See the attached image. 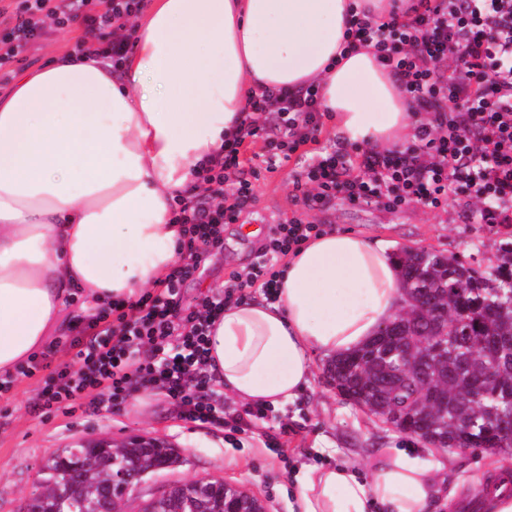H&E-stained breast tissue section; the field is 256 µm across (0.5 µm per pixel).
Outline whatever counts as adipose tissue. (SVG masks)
Instances as JSON below:
<instances>
[{"label":"adipose tissue","instance_id":"adipose-tissue-1","mask_svg":"<svg viewBox=\"0 0 512 512\" xmlns=\"http://www.w3.org/2000/svg\"><path fill=\"white\" fill-rule=\"evenodd\" d=\"M411 0H150L120 64L53 55L0 91V377L44 352L73 298L108 308L178 261L170 203L239 134L249 95L315 86L343 145L403 148L421 116L373 47H347L362 13ZM401 307L385 244L351 231L307 240L275 300L225 304L208 340L225 395L295 400L312 353L369 341ZM444 477L393 449L362 479L353 465L306 470L298 512H431Z\"/></svg>","mask_w":512,"mask_h":512}]
</instances>
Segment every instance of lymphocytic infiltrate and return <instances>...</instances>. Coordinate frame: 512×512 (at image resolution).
<instances>
[{
  "mask_svg": "<svg viewBox=\"0 0 512 512\" xmlns=\"http://www.w3.org/2000/svg\"><path fill=\"white\" fill-rule=\"evenodd\" d=\"M141 0H8L0 12L14 21L0 37V70L9 66L46 26L82 19L89 32L109 40L113 63L130 48L124 19ZM348 42L374 44L382 66L398 76L416 112L429 118L402 150L322 152L304 163L293 182L305 205L315 209L341 195L350 202L400 207L441 206L462 197L475 204L481 224L512 223V0H415L410 15L366 17L345 32ZM276 119L283 137L267 133ZM323 112L315 89L249 96L240 133L201 174L204 187L192 197H174L176 223L186 225L185 256L159 291L114 304L115 321L91 316L69 343L73 365L32 360L23 373L41 375L34 409L49 411L100 392L112 410L132 392L152 389L176 406L182 420L199 427L225 424L224 392L218 389L207 348L209 331L225 302L248 288L273 296V263L323 232L300 219L276 225L265 259L246 277H232L225 291L201 294L194 308L180 306L181 284L194 277L211 251L224 244L225 225L235 223L252 200L241 148L262 139L267 168L316 143ZM234 182L225 193L226 182Z\"/></svg>",
  "mask_w": 512,
  "mask_h": 512,
  "instance_id": "lymphocytic-infiltrate-1",
  "label": "lymphocytic infiltrate"
}]
</instances>
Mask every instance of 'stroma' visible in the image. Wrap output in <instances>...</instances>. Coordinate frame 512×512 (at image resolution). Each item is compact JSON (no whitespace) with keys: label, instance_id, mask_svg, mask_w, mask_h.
I'll return each mask as SVG.
<instances>
[{"label":"stroma","instance_id":"obj_1","mask_svg":"<svg viewBox=\"0 0 512 512\" xmlns=\"http://www.w3.org/2000/svg\"><path fill=\"white\" fill-rule=\"evenodd\" d=\"M86 26L76 22L47 31L30 43L12 65L19 73L41 65L58 51H74L85 38ZM296 159L274 170L258 168L252 180L254 203L237 223L224 227V246L209 256L201 280L185 281L181 304L194 306L208 289L220 290L231 274L247 273L259 261L274 225L298 217L326 229L353 231L387 241L392 250L421 247L453 254L480 268L497 265L501 244L512 241L511 224H480L470 219L465 199L452 198L438 208L411 204L399 208L354 205L336 196L318 209L297 201L293 181ZM309 388L294 402L270 409L264 424L248 430L196 427L181 420L174 405L159 392L145 391V404L112 414L87 397L67 410L35 412L38 377L16 376L10 392L0 395V512H20L34 490L43 459L57 449L87 438L122 443L142 436L178 448L179 466L147 476L137 496L122 512H139L141 503L165 484L192 478H212L241 486L258 497L266 512H296L297 473L308 468L352 464L370 477L387 449L398 448L440 468L448 480L459 481L457 512H466L472 492L492 468L512 470V455L483 450L443 453L422 442L381 427L339 396L327 380L328 357L311 356ZM273 448H266V440Z\"/></svg>","mask_w":512,"mask_h":512}]
</instances>
